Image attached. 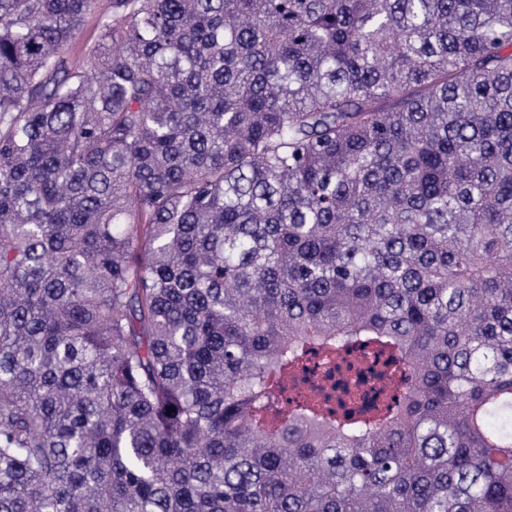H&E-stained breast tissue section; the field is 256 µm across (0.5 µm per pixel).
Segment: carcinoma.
Wrapping results in <instances>:
<instances>
[{"label": "carcinoma", "instance_id": "cac0c4a2", "mask_svg": "<svg viewBox=\"0 0 512 512\" xmlns=\"http://www.w3.org/2000/svg\"><path fill=\"white\" fill-rule=\"evenodd\" d=\"M97 3L0 0V512H512V0ZM347 359L364 367H369L373 365L375 361H377L378 364L376 368L381 367L383 362H388L390 365V370L397 371V377H400L401 375L400 371H398L397 363H394L390 359L388 352H382L380 347L372 344L356 345L353 347L350 355L347 356Z\"/></svg>", "mask_w": 512, "mask_h": 512}]
</instances>
